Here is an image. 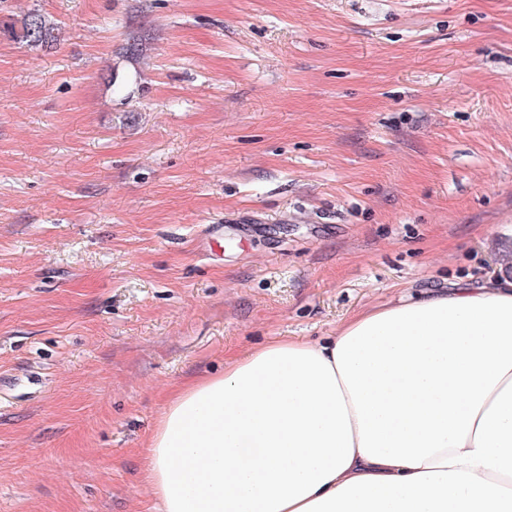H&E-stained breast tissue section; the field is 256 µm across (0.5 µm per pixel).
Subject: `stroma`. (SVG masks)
<instances>
[{
    "label": "stroma",
    "instance_id": "35a3bbf8",
    "mask_svg": "<svg viewBox=\"0 0 512 512\" xmlns=\"http://www.w3.org/2000/svg\"><path fill=\"white\" fill-rule=\"evenodd\" d=\"M33 10L56 45L0 33V512H157L143 452L178 387L497 276L512 0H0V21Z\"/></svg>",
    "mask_w": 512,
    "mask_h": 512
}]
</instances>
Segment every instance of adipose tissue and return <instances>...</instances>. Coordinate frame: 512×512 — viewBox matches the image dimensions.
Segmentation results:
<instances>
[{
	"instance_id": "obj_1",
	"label": "adipose tissue",
	"mask_w": 512,
	"mask_h": 512,
	"mask_svg": "<svg viewBox=\"0 0 512 512\" xmlns=\"http://www.w3.org/2000/svg\"><path fill=\"white\" fill-rule=\"evenodd\" d=\"M144 480L160 512H512V274L179 387Z\"/></svg>"
}]
</instances>
